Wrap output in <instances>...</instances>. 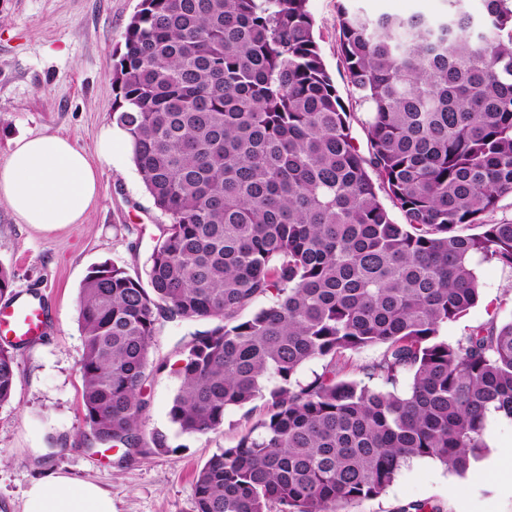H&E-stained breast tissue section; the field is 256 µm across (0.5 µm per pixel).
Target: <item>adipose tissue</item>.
<instances>
[{"label": "adipose tissue", "mask_w": 512, "mask_h": 512, "mask_svg": "<svg viewBox=\"0 0 512 512\" xmlns=\"http://www.w3.org/2000/svg\"><path fill=\"white\" fill-rule=\"evenodd\" d=\"M128 138L120 126L105 124L91 156L57 134L17 138L0 161V202L20 224L51 230L83 223L99 195V167L111 165L115 140ZM22 512L114 510L110 492L99 485L53 474L31 484Z\"/></svg>", "instance_id": "adipose-tissue-1"}]
</instances>
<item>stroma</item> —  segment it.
Here are the masks:
<instances>
[{
    "mask_svg": "<svg viewBox=\"0 0 512 512\" xmlns=\"http://www.w3.org/2000/svg\"><path fill=\"white\" fill-rule=\"evenodd\" d=\"M349 0H308L324 65L350 111L364 115L351 96L340 60V12ZM370 17L424 15L443 21L448 0H350ZM141 0H0V160L16 138L35 133L69 136L93 153L100 127L112 119L113 70L124 31ZM100 196L84 223L45 231L16 223L0 203V266L12 273L14 295L40 298L47 325L15 351L16 385L0 406V512H22L30 484L55 473L91 481L112 494L114 512H193L194 473L214 453L236 444L256 414L228 408L220 430L181 433L169 410L180 379L182 352L200 325L158 324L143 398L144 435H165L168 452L152 445L132 460L94 443L84 418L80 361L79 291L104 262L145 274L164 218L155 208L130 154L113 148L99 175ZM479 302L449 323V340L494 319L512 320V269L478 265ZM42 448L41 462L30 449ZM427 501L440 512H512V423L493 424L486 458L466 476L432 460L405 466L380 498L344 505L343 512H397Z\"/></svg>",
    "mask_w": 512,
    "mask_h": 512,
    "instance_id": "1",
    "label": "stroma"
}]
</instances>
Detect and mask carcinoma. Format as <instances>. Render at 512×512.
Returning <instances> with one entry per match:
<instances>
[{
  "instance_id": "cac0c4a2",
  "label": "carcinoma",
  "mask_w": 512,
  "mask_h": 512,
  "mask_svg": "<svg viewBox=\"0 0 512 512\" xmlns=\"http://www.w3.org/2000/svg\"><path fill=\"white\" fill-rule=\"evenodd\" d=\"M462 2L437 25L342 8L364 150L308 0H141L127 24L112 122L167 223L146 278L104 262L81 285L82 403L97 442L138 453L158 318L208 322L171 422L205 434L265 403L198 470L194 512H340L415 459L465 474L489 413L512 422V320L441 334L480 298L477 260L512 269V221L488 220L512 198V0H484L476 35ZM15 382L0 346V406ZM382 351L383 347L374 346L366 348L359 353L352 354L351 356L347 355V359L349 358V356L350 359L348 361L346 369L344 370L343 377L349 380L358 381L363 379L362 374L358 370V366L371 361L373 358L377 357Z\"/></svg>"
}]
</instances>
